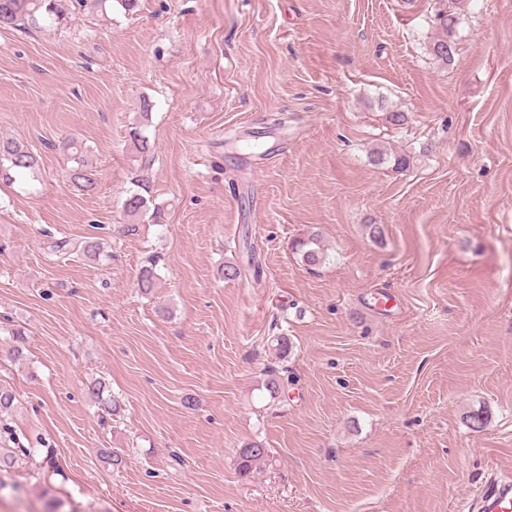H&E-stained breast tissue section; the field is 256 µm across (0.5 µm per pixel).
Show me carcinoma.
Wrapping results in <instances>:
<instances>
[{
  "label": "carcinoma",
  "mask_w": 512,
  "mask_h": 512,
  "mask_svg": "<svg viewBox=\"0 0 512 512\" xmlns=\"http://www.w3.org/2000/svg\"><path fill=\"white\" fill-rule=\"evenodd\" d=\"M82 8L89 7L97 11L105 12L112 7V0H0V28L29 26L42 28L43 24L50 21L60 23L71 14L73 4ZM439 7L436 9L432 24L436 34L430 42L429 53L438 62L448 65L454 61L455 53V32L458 23V13L448 8V0H437ZM131 141L141 161V166L150 165L153 156L148 140L140 132L131 133ZM72 149V160L75 166L71 169L70 179L80 190L92 192L96 189L97 183L92 173V165L87 160V153L84 148L69 143ZM374 164L390 162L397 170H405L413 164L414 156L407 153L388 155L383 150H375L371 153ZM38 167L36 155L26 146L13 140L0 139V181L12 183L16 177L35 170ZM138 191L130 194L123 205L126 216L130 217L131 223L123 225L122 232L126 235L138 233L140 225L136 220L140 216L152 211V219L157 222L161 219V208L149 207L150 190L145 183L137 184ZM53 253L63 255L81 254L87 258H96L101 255L103 247L98 241L84 240L73 242L66 238L57 239L49 245ZM296 250L300 253L302 262L307 266H318L327 259V255L320 248L315 237L301 239L296 244ZM156 262L142 267L138 281L139 288L146 294L155 288L157 273ZM270 344L274 348L277 358L285 360L292 350V343L288 336L279 334L270 337ZM270 457V451L255 443H247L238 451V465L244 472H250L257 468Z\"/></svg>",
  "instance_id": "cac0c4a2"
}]
</instances>
